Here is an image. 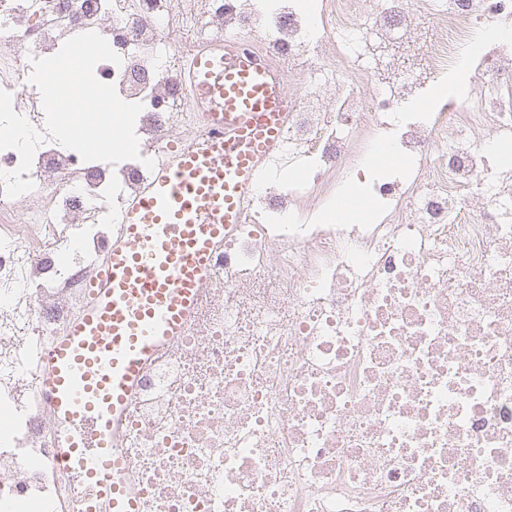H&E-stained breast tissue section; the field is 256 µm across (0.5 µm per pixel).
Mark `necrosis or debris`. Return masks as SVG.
<instances>
[{
	"label": "necrosis or debris",
	"instance_id": "4bbe7bcc",
	"mask_svg": "<svg viewBox=\"0 0 512 512\" xmlns=\"http://www.w3.org/2000/svg\"><path fill=\"white\" fill-rule=\"evenodd\" d=\"M486 18L512 0H0V88L34 128L31 58L86 31L122 58L96 77L143 106L140 159L47 142L26 216L0 187V512H83L34 354L81 307L144 159L208 131L186 63L244 35L298 87L286 151L127 410L141 512H512V36L473 59L478 92L410 109ZM357 187L375 214L327 220Z\"/></svg>",
	"mask_w": 512,
	"mask_h": 512
}]
</instances>
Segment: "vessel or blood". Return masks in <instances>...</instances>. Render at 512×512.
I'll return each mask as SVG.
<instances>
[{"mask_svg": "<svg viewBox=\"0 0 512 512\" xmlns=\"http://www.w3.org/2000/svg\"><path fill=\"white\" fill-rule=\"evenodd\" d=\"M185 72L216 134L155 167L69 329L38 355L43 395L68 427L58 459L84 490V512H139L118 427L145 369L196 314L258 172L284 152L286 83L264 55L228 40Z\"/></svg>", "mask_w": 512, "mask_h": 512, "instance_id": "b4317fda", "label": "vessel or blood"}]
</instances>
